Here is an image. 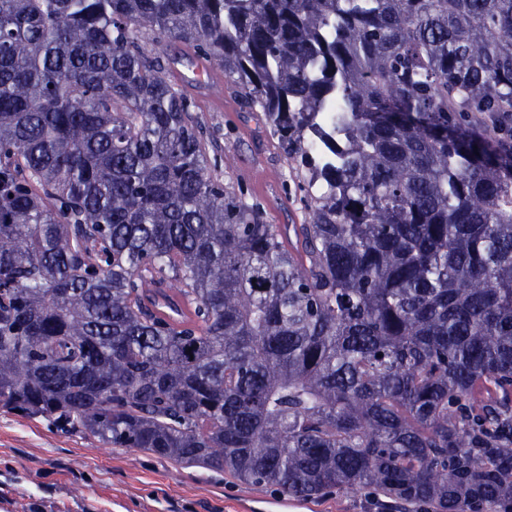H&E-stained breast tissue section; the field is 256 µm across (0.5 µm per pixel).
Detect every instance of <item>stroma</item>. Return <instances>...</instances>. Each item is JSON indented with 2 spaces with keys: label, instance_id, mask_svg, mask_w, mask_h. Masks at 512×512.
<instances>
[{
  "label": "stroma",
  "instance_id": "stroma-1",
  "mask_svg": "<svg viewBox=\"0 0 512 512\" xmlns=\"http://www.w3.org/2000/svg\"><path fill=\"white\" fill-rule=\"evenodd\" d=\"M212 166L268 223L304 221L294 162L263 112L240 106L227 83H184ZM236 157L225 168V155ZM279 494L224 472L115 448L0 405V512H274ZM365 492L303 501L300 512H383Z\"/></svg>",
  "mask_w": 512,
  "mask_h": 512
}]
</instances>
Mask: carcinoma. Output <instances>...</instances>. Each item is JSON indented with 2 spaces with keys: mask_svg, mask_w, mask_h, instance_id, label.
I'll return each mask as SVG.
<instances>
[{
  "mask_svg": "<svg viewBox=\"0 0 512 512\" xmlns=\"http://www.w3.org/2000/svg\"><path fill=\"white\" fill-rule=\"evenodd\" d=\"M150 35L266 113L306 223L213 174ZM0 404L288 496L512 512V0H0Z\"/></svg>",
  "mask_w": 512,
  "mask_h": 512,
  "instance_id": "obj_1",
  "label": "carcinoma"
}]
</instances>
